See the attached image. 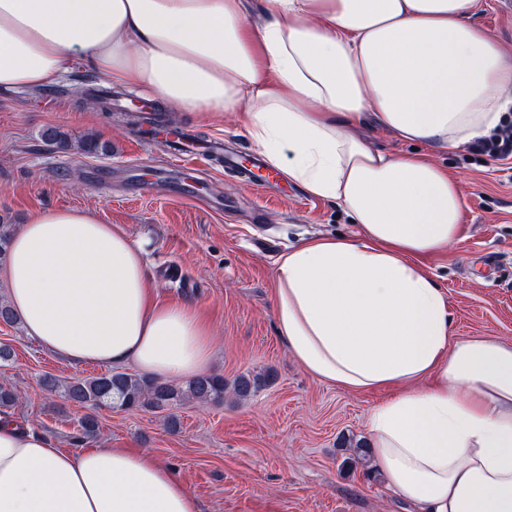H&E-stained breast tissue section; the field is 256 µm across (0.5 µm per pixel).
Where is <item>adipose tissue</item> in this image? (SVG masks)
<instances>
[{"label":"adipose tissue","instance_id":"obj_1","mask_svg":"<svg viewBox=\"0 0 512 512\" xmlns=\"http://www.w3.org/2000/svg\"><path fill=\"white\" fill-rule=\"evenodd\" d=\"M481 0H0V91L82 64L162 104L235 115L266 163L338 203L355 236H313L274 270L275 324L320 381L395 394L371 454L418 512H512V345L452 339L424 265L460 235L456 178L431 152L488 135L512 108V55ZM417 154L371 146L366 122ZM11 309L71 363L190 380L211 359L198 310L160 302L143 251L94 211L48 209L0 268ZM0 512H201L133 448L54 447L0 412Z\"/></svg>","mask_w":512,"mask_h":512}]
</instances>
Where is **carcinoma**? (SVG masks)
Wrapping results in <instances>:
<instances>
[{
    "mask_svg": "<svg viewBox=\"0 0 512 512\" xmlns=\"http://www.w3.org/2000/svg\"><path fill=\"white\" fill-rule=\"evenodd\" d=\"M93 96L101 104L102 111L108 114L112 110V98L121 96V93L103 87L93 90ZM270 381L269 372L242 373L230 382L225 381L221 375L205 374L191 380L186 388L181 389L135 373L107 372L65 386L58 385V381L52 377H46L42 385L46 391L81 407L96 408L112 403L126 409L168 411L186 398L200 402L222 399L228 390L237 398L247 400Z\"/></svg>",
    "mask_w": 512,
    "mask_h": 512,
    "instance_id": "obj_1",
    "label": "carcinoma"
}]
</instances>
